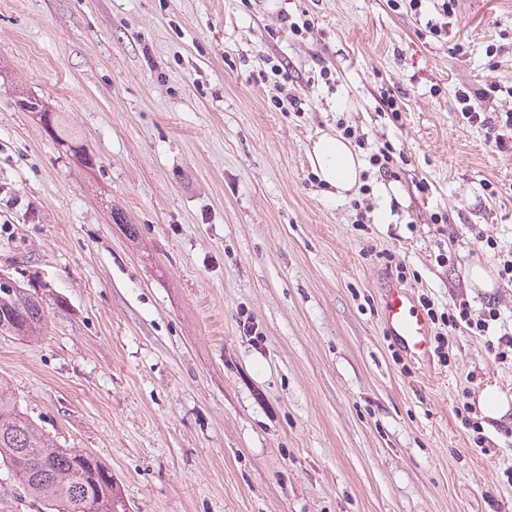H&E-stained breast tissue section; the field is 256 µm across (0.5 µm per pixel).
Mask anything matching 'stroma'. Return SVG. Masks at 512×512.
Masks as SVG:
<instances>
[{"label": "stroma", "mask_w": 512, "mask_h": 512, "mask_svg": "<svg viewBox=\"0 0 512 512\" xmlns=\"http://www.w3.org/2000/svg\"><path fill=\"white\" fill-rule=\"evenodd\" d=\"M266 3L0 0V274L48 317L0 336V383L111 469L127 512H512V426L476 404L489 382L512 395L492 349L512 330V151L457 100L492 83L480 110L512 111V0H457L439 37L437 0ZM347 126L368 165L335 200L307 151ZM386 143L400 201L379 224ZM388 253L437 312L499 317L410 359L379 322ZM469 283L482 292L491 293L495 287V280L491 271L479 263H472L467 269Z\"/></svg>", "instance_id": "35a3bbf8"}]
</instances>
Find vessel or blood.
Wrapping results in <instances>:
<instances>
[{
    "label": "vessel or blood",
    "instance_id": "1",
    "mask_svg": "<svg viewBox=\"0 0 512 512\" xmlns=\"http://www.w3.org/2000/svg\"><path fill=\"white\" fill-rule=\"evenodd\" d=\"M382 324L391 339L410 358H430L431 325L426 312L415 302L408 289L392 285L385 288Z\"/></svg>",
    "mask_w": 512,
    "mask_h": 512
}]
</instances>
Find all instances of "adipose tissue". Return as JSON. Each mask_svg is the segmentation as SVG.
<instances>
[{
    "mask_svg": "<svg viewBox=\"0 0 512 512\" xmlns=\"http://www.w3.org/2000/svg\"><path fill=\"white\" fill-rule=\"evenodd\" d=\"M308 159L332 197H348L362 183L364 165L358 152L336 132L319 134L311 145Z\"/></svg>",
    "mask_w": 512,
    "mask_h": 512,
    "instance_id": "ef3b65f1",
    "label": "adipose tissue"
}]
</instances>
